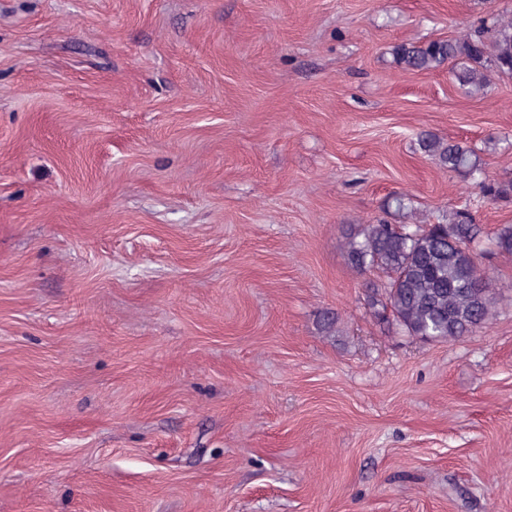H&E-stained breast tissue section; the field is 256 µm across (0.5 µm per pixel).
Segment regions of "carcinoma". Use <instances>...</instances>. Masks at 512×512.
Returning a JSON list of instances; mask_svg holds the SVG:
<instances>
[{"mask_svg": "<svg viewBox=\"0 0 512 512\" xmlns=\"http://www.w3.org/2000/svg\"><path fill=\"white\" fill-rule=\"evenodd\" d=\"M395 65L404 71L450 68L470 95H483L492 77H512V16L493 15L463 37L400 44ZM420 150L446 171L473 181L494 199L512 198L511 181L488 178L471 147L431 133L418 138ZM480 229L464 210H453L435 224H391L379 219L347 234L346 253L358 271L378 269L385 282H371L369 306L379 317L390 312L409 336L447 342L467 336L492 317L496 295L489 278L474 274ZM497 250L512 256V225L495 238Z\"/></svg>", "mask_w": 512, "mask_h": 512, "instance_id": "1", "label": "carcinoma"}]
</instances>
